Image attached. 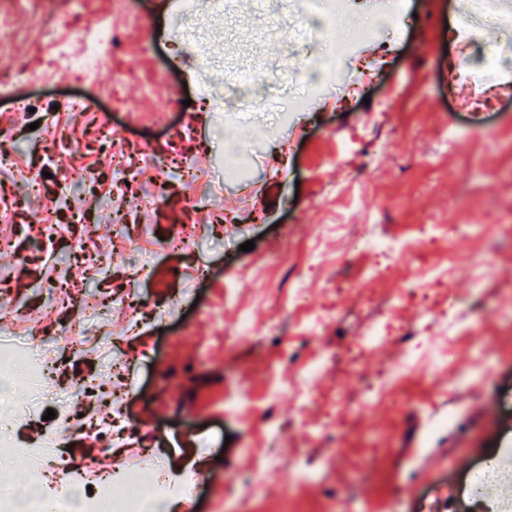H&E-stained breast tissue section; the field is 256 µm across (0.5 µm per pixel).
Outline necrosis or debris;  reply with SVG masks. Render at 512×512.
I'll list each match as a JSON object with an SVG mask.
<instances>
[{"label": "necrosis or debris", "mask_w": 512, "mask_h": 512, "mask_svg": "<svg viewBox=\"0 0 512 512\" xmlns=\"http://www.w3.org/2000/svg\"><path fill=\"white\" fill-rule=\"evenodd\" d=\"M372 7L373 0H252L253 14L268 17L279 40L262 66H227L223 88L212 93L214 109L267 111L265 87L293 84L301 72L316 88L341 80L354 41L337 28H356L362 10ZM146 24L128 0H113L97 29L70 41L51 40V27L39 22L30 33L39 66L0 68V86L23 80L90 83L107 66L113 69L114 84H122L126 75L116 62L125 30ZM488 26L496 27L502 39L484 46L479 62L471 63L469 54ZM451 39L464 50L453 68L458 93L472 98L481 89L512 82V0H470L467 19ZM77 256L76 264L57 270L59 287L52 299L67 316L54 326H42L39 309L19 314L13 290L0 289V321H19L16 340L0 341V455L41 461L30 473L31 495L22 502L0 496V512H153L168 499L184 500L198 482L195 469L173 478L156 448L125 447L128 408L112 407L106 389L109 377L129 367L127 358L117 354L119 337L112 334V312L123 308L125 299L86 289L85 281L104 275L108 261L88 249L78 250ZM427 365L444 369L448 358L428 354L420 340L409 338L397 367L366 385L365 398L393 395L402 379ZM20 370L38 382L42 398L55 411L47 440L30 446L18 444L8 430L17 420L8 382ZM114 444L124 451L113 465L91 467V450ZM118 485L123 494H115ZM447 493L454 512H512V464L497 452L484 456L468 472L449 474Z\"/></svg>", "instance_id": "1"}]
</instances>
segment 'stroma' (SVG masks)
<instances>
[{
  "label": "stroma",
  "instance_id": "1",
  "mask_svg": "<svg viewBox=\"0 0 512 512\" xmlns=\"http://www.w3.org/2000/svg\"><path fill=\"white\" fill-rule=\"evenodd\" d=\"M132 2L148 26L126 32L121 87L105 69L91 84L21 82L0 92V136L14 141L7 177H41L47 155L68 145L93 177L80 201L84 221L98 225V243L116 246L92 287L129 289L144 302L142 331L127 333L112 317L116 335L131 337L132 444L151 429L171 443L193 439L171 463L192 451L211 456L205 512H420L431 502L450 512L453 460L499 447L496 420L512 412L504 392L512 386V86L501 89L497 111L474 119L456 110L448 31L464 20L468 0H403L406 23L390 34V51H367L366 66L350 69L353 82L376 73L368 101L331 86L310 112L280 123L212 111L192 59L171 50L175 9ZM54 9V0H0V63L34 64L32 18ZM159 70L169 71L171 86L153 97L148 81ZM172 97L191 104L169 111ZM73 98L95 104L113 142L87 148ZM232 144L256 161L243 180L226 182L220 169ZM131 148L160 201L127 215L132 234L124 237L109 225L120 201L115 176ZM182 164L208 182L175 178L171 169ZM228 214L234 223H225ZM448 223L464 232L456 250L421 233ZM181 224L198 225V239L177 253L156 251V240ZM366 226L409 241L410 250L375 262L356 242ZM249 240L253 250L240 251ZM431 265L445 269V287L404 297ZM447 288L462 302L465 333L444 314ZM172 290L194 291V307L156 321ZM244 311L256 327L250 335L238 331ZM389 315L421 332L427 347L447 349L449 368L402 382L399 403L362 405L363 384L396 366L401 343L378 341L354 364L347 354L369 322ZM312 319L319 329L310 338L303 325ZM312 354L339 361L305 381ZM452 371L468 383L454 386ZM301 380L312 392L305 402L295 392ZM341 390L346 398L327 407ZM449 413L454 424L430 432ZM268 458L274 469L264 468ZM303 467L316 478L301 481Z\"/></svg>",
  "mask_w": 512,
  "mask_h": 512
}]
</instances>
